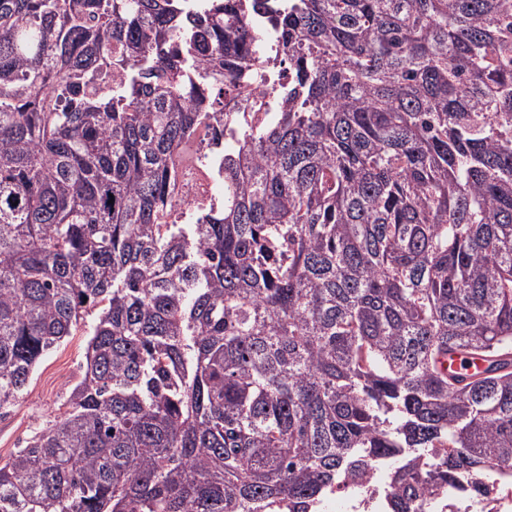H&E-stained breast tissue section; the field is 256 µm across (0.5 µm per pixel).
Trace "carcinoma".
Here are the masks:
<instances>
[{"instance_id": "1", "label": "carcinoma", "mask_w": 512, "mask_h": 512, "mask_svg": "<svg viewBox=\"0 0 512 512\" xmlns=\"http://www.w3.org/2000/svg\"><path fill=\"white\" fill-rule=\"evenodd\" d=\"M252 11L284 81L248 124L213 94L257 73ZM200 128L224 203L171 224ZM94 311L0 512L480 503L512 476V0H0V411Z\"/></svg>"}]
</instances>
